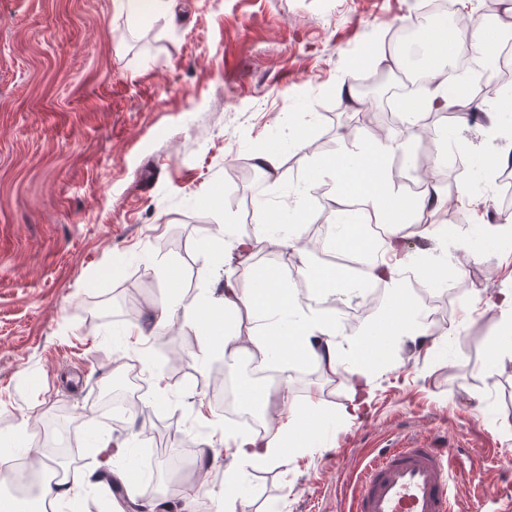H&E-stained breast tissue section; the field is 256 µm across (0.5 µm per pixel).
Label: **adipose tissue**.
I'll list each match as a JSON object with an SVG mask.
<instances>
[{"instance_id":"1","label":"adipose tissue","mask_w":512,"mask_h":512,"mask_svg":"<svg viewBox=\"0 0 512 512\" xmlns=\"http://www.w3.org/2000/svg\"><path fill=\"white\" fill-rule=\"evenodd\" d=\"M425 36L428 53L422 72L433 88L425 97L411 103L410 109L414 112L432 110L438 98L447 104L452 101L443 59L458 46L454 30L447 24L437 23L426 28ZM407 149V143L395 137L375 138L363 144L357 153H338L330 160L310 166L307 172L308 177L330 180L344 190L358 188L364 219L384 227L382 252L369 263L370 270L387 272L388 286L393 295L382 334L367 339L340 337L335 321L320 311L304 310L286 287L280 273L270 267L250 271L245 281L225 280L223 287L211 294L204 308L183 303L177 294H169L156 306L158 321L181 313L188 330L198 338L200 354L210 355L216 350H223L224 364L230 367L238 356L237 336L226 331L219 317L226 313L237 318L246 317L250 324L247 339L252 349L261 354H273L280 375H287L289 364L300 358L326 366L333 373L345 370L351 389L345 419L355 422L368 404L364 395L369 382L366 361L379 360L387 355L390 347L417 340L426 334L417 313L402 298V273L410 269L411 260L399 255L393 239L397 225L414 223L427 212L438 213L447 199L433 178L427 181L417 202L412 205L406 204L403 197L389 189L384 172L385 160ZM280 245L298 255L317 294L340 298L350 292V283L337 270L312 264L310 252L300 237L283 239ZM301 415L300 409H290L278 420L268 421L262 433L235 439L231 471L224 485L225 512H235L239 491L236 471L239 466L274 463L281 458L285 448L305 446L309 434L298 426Z\"/></svg>"}]
</instances>
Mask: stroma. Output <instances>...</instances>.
<instances>
[{
  "mask_svg": "<svg viewBox=\"0 0 512 512\" xmlns=\"http://www.w3.org/2000/svg\"><path fill=\"white\" fill-rule=\"evenodd\" d=\"M423 0H175L174 14L136 26L114 0H0V441L26 422L33 452L46 456L56 432L74 452L59 463L83 492L97 489L103 469L132 488L152 489L172 512H224L229 447L216 426L243 427L218 411L208 370L181 315L152 337L145 357L127 348L100 308L138 289L135 321L151 327L163 296L203 300L216 279L241 274L215 262L225 251L220 225L256 224L247 198L263 197L283 212L303 204L285 235L319 245L357 205L349 193L321 182V198L303 195L304 172L337 152L385 133L410 146L405 160L451 132L456 156L436 176L449 199L432 237L407 230L402 250L413 261L454 267L451 289L406 286L417 312L432 314L423 343H404L395 364L371 375L370 403L351 425L346 374L326 377L305 360L295 364L287 393L271 384L261 407L267 418L286 401L314 397L323 418L311 450L286 453L271 466L243 468L238 512H346L348 488L361 459L387 440L418 436L460 445L454 467L467 512H488L482 490L512 486V358L489 344L501 331L498 308L476 321L462 317L475 295L512 290L497 269L512 241L498 234L457 249L470 236L468 188L490 222L512 214V161L472 179L463 165L499 142L481 124L436 116L426 127L353 123L358 110L338 92L361 79L397 76L371 56L384 34L419 14ZM306 115L303 149L291 148L295 113ZM275 151L279 182L255 190L257 159ZM255 267L280 269L295 298L316 306L310 279L294 253L265 242ZM356 294L346 312L363 336L383 330L392 296L369 292L362 273L347 271ZM140 361L144 418L106 424L98 395ZM170 388L157 398L154 377ZM204 401L208 416L196 414ZM142 448L148 476L124 467L116 446H87L88 435ZM215 456L207 482L195 462Z\"/></svg>",
  "mask_w": 512,
  "mask_h": 512,
  "instance_id": "stroma-1",
  "label": "stroma"
}]
</instances>
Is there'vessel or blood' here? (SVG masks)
I'll return each instance as SVG.
<instances>
[{
	"label": "vessel or blood",
	"instance_id": "b4317fda",
	"mask_svg": "<svg viewBox=\"0 0 512 512\" xmlns=\"http://www.w3.org/2000/svg\"><path fill=\"white\" fill-rule=\"evenodd\" d=\"M455 449L397 443L359 465L348 512H464L455 489Z\"/></svg>",
	"mask_w": 512,
	"mask_h": 512
}]
</instances>
